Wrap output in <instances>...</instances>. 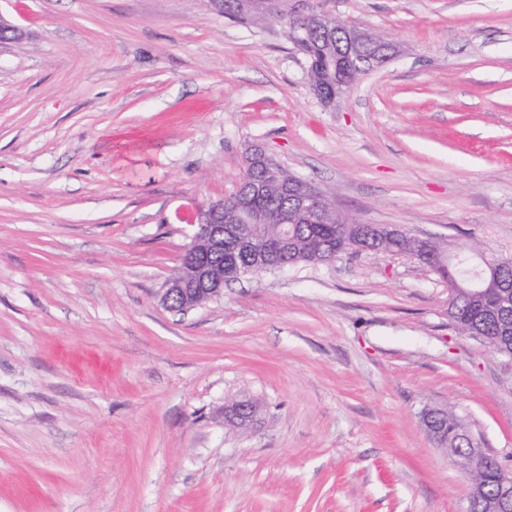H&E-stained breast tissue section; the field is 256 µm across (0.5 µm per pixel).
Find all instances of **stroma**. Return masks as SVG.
Listing matches in <instances>:
<instances>
[{
	"label": "stroma",
	"mask_w": 512,
	"mask_h": 512,
	"mask_svg": "<svg viewBox=\"0 0 512 512\" xmlns=\"http://www.w3.org/2000/svg\"><path fill=\"white\" fill-rule=\"evenodd\" d=\"M310 2L395 51L330 106L279 24L209 0H0V512H465L428 409L512 472V362L412 257L163 302L255 145L364 223L512 257V0Z\"/></svg>",
	"instance_id": "35a3bbf8"
}]
</instances>
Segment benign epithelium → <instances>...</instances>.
<instances>
[{
	"label": "benign epithelium",
	"instance_id": "benign-epithelium-1",
	"mask_svg": "<svg viewBox=\"0 0 512 512\" xmlns=\"http://www.w3.org/2000/svg\"><path fill=\"white\" fill-rule=\"evenodd\" d=\"M267 183L257 179H244L234 193L237 205L230 214H224V201H216L198 210L192 219L194 233L185 251L179 272L169 279L164 293V302L172 306L179 300L180 310L187 311L217 296L224 285L248 275L276 272L286 268L283 257L295 249L294 240L288 232V222L281 224V231L275 238H263L257 242L261 223L253 215V199L265 194ZM281 191L298 203L296 215L305 222L322 220L335 224L336 212L325 209L321 213L315 202L323 199V193L310 181L292 174L282 179ZM374 239L363 245L367 250H379V242L398 237L403 230L393 225H370ZM434 240L417 239V249L412 256L423 264L436 267L457 282L461 255L447 257L441 249H431ZM476 281L469 283L468 296L487 308L490 316H504L509 305L504 300L490 296L485 284L501 280L502 268L495 261L483 260L480 270L475 272ZM255 406L250 401H234L224 408V419L238 425L247 423L254 414ZM487 462V455L475 446H470L465 456V468L471 476L467 512H512V475L503 472L496 490L488 491L481 479Z\"/></svg>",
	"mask_w": 512,
	"mask_h": 512
}]
</instances>
